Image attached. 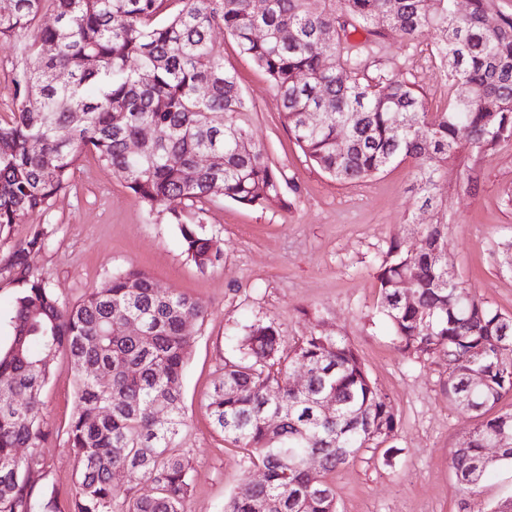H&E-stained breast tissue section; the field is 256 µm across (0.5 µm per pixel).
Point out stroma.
<instances>
[{"mask_svg":"<svg viewBox=\"0 0 512 512\" xmlns=\"http://www.w3.org/2000/svg\"><path fill=\"white\" fill-rule=\"evenodd\" d=\"M252 112L250 132L268 161L286 175V206L244 208L224 198L194 215L218 236L220 266L198 268L179 243L176 225L148 218L125 182L86 156L69 189L58 194L47 222L48 248L28 263L47 277L61 300L78 301L108 275L130 267L147 272L161 288L197 301L204 320L188 324L193 339L183 379L187 424L179 446L187 453L193 488L187 512H223L244 478L261 479L246 449L224 441L205 412L204 400L238 353L252 324H274L284 346L314 330L345 337L370 378L390 398L399 420L389 449L367 448L331 474L338 512H487L512 496V466L502 465L469 494L448 464V451L474 420L446 391L448 374L435 358L402 353L380 312L378 263L393 234L445 214L448 258L460 281L491 305L512 314V272L495 260L512 238V145L477 166L475 191L463 187L464 170L449 166L438 182L441 212L418 208L413 169L404 163L361 183H341L305 158L283 122L266 73L240 53L235 41L214 30ZM431 37L406 43L380 41L364 54L369 68H383L415 82L429 111H441L453 88L444 67L430 57ZM43 393L48 433L38 449L47 465L58 512H70L76 495L74 458L66 429L76 410L75 372L67 352H57Z\"/></svg>","mask_w":512,"mask_h":512,"instance_id":"stroma-1","label":"stroma"}]
</instances>
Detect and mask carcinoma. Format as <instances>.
Returning <instances> with one entry per match:
<instances>
[{"mask_svg":"<svg viewBox=\"0 0 512 512\" xmlns=\"http://www.w3.org/2000/svg\"><path fill=\"white\" fill-rule=\"evenodd\" d=\"M11 2L0 12V47L30 36V64L15 82V108L0 115L1 231L48 213L86 154L112 169L148 216L168 215L201 269L220 264L223 247L204 225L185 222L200 205L219 196L245 207L286 204L284 173L252 140L250 107L213 42L216 28L265 71L295 142L338 181L409 163L416 203L436 210L448 165L486 159L512 141V16L494 0H470L464 16L453 0H266L261 13L252 0ZM46 8L56 15L52 27L39 25ZM330 29L336 37L326 42ZM359 30L371 43L432 34V56L457 87L447 108L429 111L416 85L393 73L369 75L351 41ZM60 72L69 80L58 81ZM309 112L320 113L318 124L306 122ZM145 125L159 137L132 155L127 144ZM61 127L70 130L66 141L57 137ZM447 236L440 217L392 237L378 270L380 312L400 350L445 365L448 397L474 414L473 430L448 450L456 479L473 493L491 469L512 465V441L496 460L484 451L488 434L512 436V410L494 412L512 395V314L463 286ZM48 244L35 230L3 267L23 288L11 343L0 350V512H57L53 490L37 485L43 459L20 458L16 449L46 439L42 393L60 350L76 371L77 410L66 430L78 484L71 512H186L192 473L178 447L192 347L185 324L204 319V310L134 267L68 305L27 263L28 251ZM404 280L413 285L409 305L398 298ZM132 321L145 336L127 335ZM239 352L224 360L205 409L224 440L251 452L262 479L242 481L225 512H336L325 476L395 436L391 401L342 336L313 331L285 353L276 327L258 323ZM90 363L98 374L86 373ZM299 368L310 374L303 390L291 381ZM162 411L163 425L155 420ZM308 456L319 459L322 476L300 467ZM116 470L151 483L154 493L118 488Z\"/></svg>","mask_w":512,"mask_h":512,"instance_id":"obj_1","label":"carcinoma"}]
</instances>
